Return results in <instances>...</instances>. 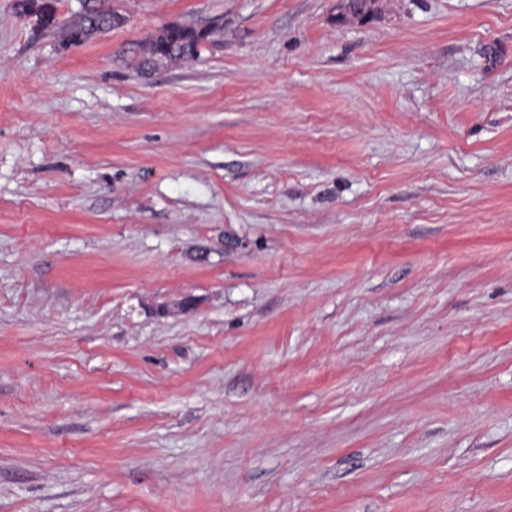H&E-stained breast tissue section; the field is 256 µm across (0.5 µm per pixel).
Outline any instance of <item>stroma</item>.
Listing matches in <instances>:
<instances>
[{
    "mask_svg": "<svg viewBox=\"0 0 512 512\" xmlns=\"http://www.w3.org/2000/svg\"><path fill=\"white\" fill-rule=\"evenodd\" d=\"M15 2L0 512H512V0ZM112 9H106L101 4L91 5L83 13L76 15L60 26L64 38L69 43H82L96 35L112 29V17L118 15ZM213 32V28L200 30L178 24L168 25L137 45L140 66L156 69L177 60L193 58L201 42Z\"/></svg>",
    "mask_w": 512,
    "mask_h": 512,
    "instance_id": "stroma-1",
    "label": "stroma"
}]
</instances>
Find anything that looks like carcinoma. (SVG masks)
Masks as SVG:
<instances>
[{
	"instance_id": "1",
	"label": "carcinoma",
	"mask_w": 512,
	"mask_h": 512,
	"mask_svg": "<svg viewBox=\"0 0 512 512\" xmlns=\"http://www.w3.org/2000/svg\"><path fill=\"white\" fill-rule=\"evenodd\" d=\"M379 12V0H362L351 11L343 12L340 20L349 18L370 20ZM117 12L102 5H93L60 26L64 38L69 43H82L96 35L112 29V17ZM214 29H196L178 24L168 25L156 34L137 45L140 66L156 69L181 59L197 55L201 42L207 39Z\"/></svg>"
}]
</instances>
